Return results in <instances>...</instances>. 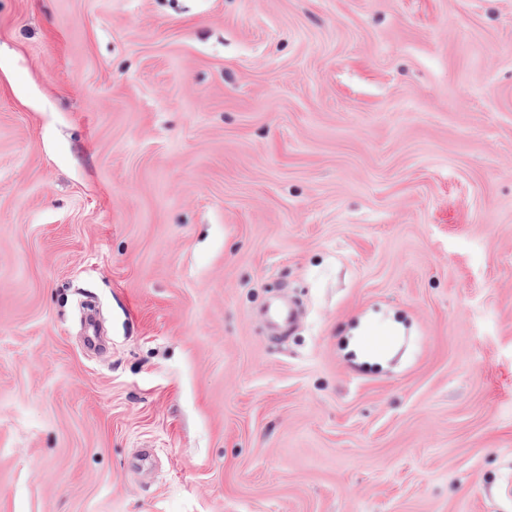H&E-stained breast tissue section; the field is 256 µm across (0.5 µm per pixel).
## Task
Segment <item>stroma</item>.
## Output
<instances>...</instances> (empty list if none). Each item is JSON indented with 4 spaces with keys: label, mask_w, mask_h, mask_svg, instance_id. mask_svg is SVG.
Returning a JSON list of instances; mask_svg holds the SVG:
<instances>
[{
    "label": "stroma",
    "mask_w": 512,
    "mask_h": 512,
    "mask_svg": "<svg viewBox=\"0 0 512 512\" xmlns=\"http://www.w3.org/2000/svg\"><path fill=\"white\" fill-rule=\"evenodd\" d=\"M0 512H512V0H0ZM265 313L269 316V319L274 323L276 332L274 333L275 338H281L288 335V332L292 329L296 322L295 310L288 306H272L268 305L265 307ZM400 335L401 326L394 320L365 318L350 331L349 349L358 361L385 362L396 353Z\"/></svg>",
    "instance_id": "35a3bbf8"
}]
</instances>
